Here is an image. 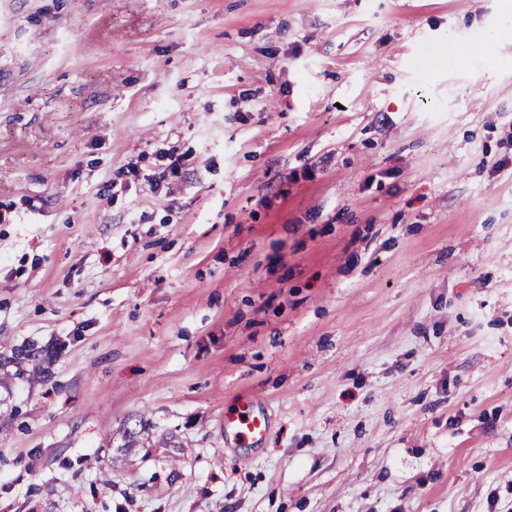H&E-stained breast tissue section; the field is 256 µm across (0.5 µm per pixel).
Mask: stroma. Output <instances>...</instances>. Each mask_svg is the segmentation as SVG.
Returning <instances> with one entry per match:
<instances>
[{
    "label": "stroma",
    "mask_w": 512,
    "mask_h": 512,
    "mask_svg": "<svg viewBox=\"0 0 512 512\" xmlns=\"http://www.w3.org/2000/svg\"><path fill=\"white\" fill-rule=\"evenodd\" d=\"M511 9L0 0V512H512ZM512 34V13L505 12L496 29L486 33L482 42L475 48L476 51L487 56H494L501 40ZM268 431L266 412L259 407L258 402L246 401L243 410L224 418V444L258 445Z\"/></svg>",
    "instance_id": "stroma-1"
}]
</instances>
